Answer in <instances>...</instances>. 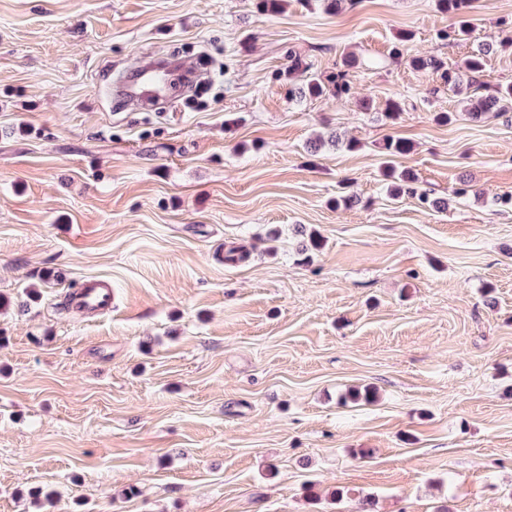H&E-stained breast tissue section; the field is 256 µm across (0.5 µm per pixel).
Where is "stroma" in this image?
<instances>
[{"label":"stroma","mask_w":512,"mask_h":512,"mask_svg":"<svg viewBox=\"0 0 512 512\" xmlns=\"http://www.w3.org/2000/svg\"><path fill=\"white\" fill-rule=\"evenodd\" d=\"M469 20L448 43L435 0H0V512H512V112L472 120L405 62L499 40L512 0ZM292 48L320 78L358 57L354 96L289 98ZM202 50L197 101L108 91ZM389 139L430 198L473 194L391 196ZM94 279L110 312L61 308Z\"/></svg>","instance_id":"stroma-1"}]
</instances>
